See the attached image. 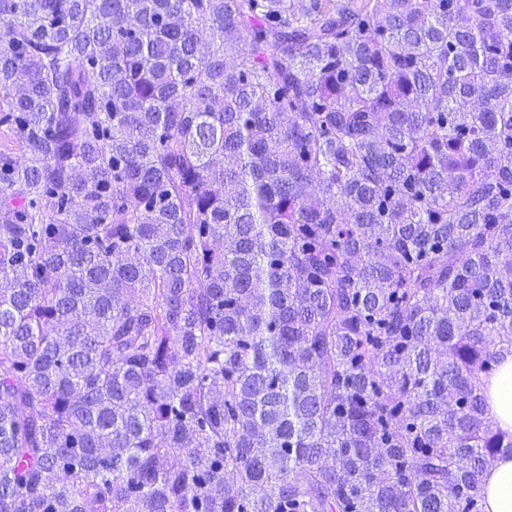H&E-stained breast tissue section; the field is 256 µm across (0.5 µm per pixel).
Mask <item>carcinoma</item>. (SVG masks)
<instances>
[{"instance_id":"obj_1","label":"carcinoma","mask_w":512,"mask_h":512,"mask_svg":"<svg viewBox=\"0 0 512 512\" xmlns=\"http://www.w3.org/2000/svg\"><path fill=\"white\" fill-rule=\"evenodd\" d=\"M502 352L512 0H0V512H484Z\"/></svg>"}]
</instances>
